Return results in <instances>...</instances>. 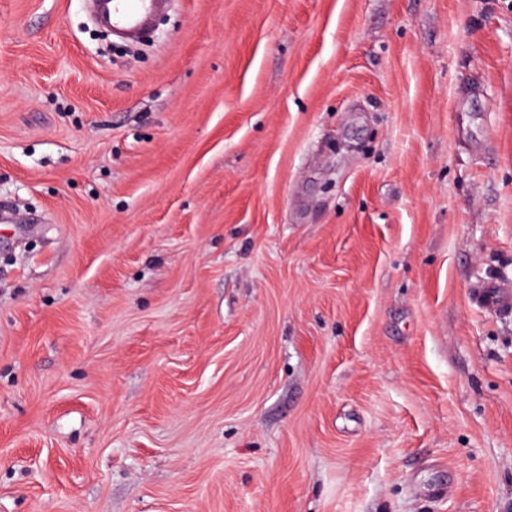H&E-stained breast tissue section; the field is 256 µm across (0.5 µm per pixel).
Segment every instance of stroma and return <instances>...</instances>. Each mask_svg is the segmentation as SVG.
<instances>
[{
	"label": "stroma",
	"mask_w": 512,
	"mask_h": 512,
	"mask_svg": "<svg viewBox=\"0 0 512 512\" xmlns=\"http://www.w3.org/2000/svg\"><path fill=\"white\" fill-rule=\"evenodd\" d=\"M0 0V512H512V0ZM158 0H102L100 5L115 33L142 29L151 19ZM474 303L481 308L507 314L512 310V285L504 288L502 283L479 287L473 291Z\"/></svg>",
	"instance_id": "35a3bbf8"
}]
</instances>
